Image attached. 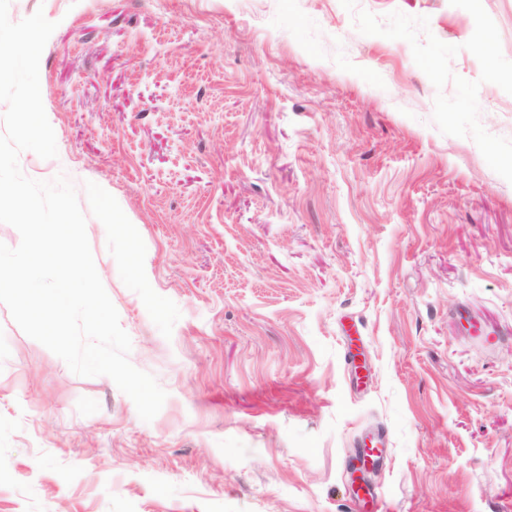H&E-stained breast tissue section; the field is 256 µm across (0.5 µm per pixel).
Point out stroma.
I'll list each match as a JSON object with an SVG mask.
<instances>
[{"mask_svg": "<svg viewBox=\"0 0 512 512\" xmlns=\"http://www.w3.org/2000/svg\"><path fill=\"white\" fill-rule=\"evenodd\" d=\"M39 10L58 155L19 167L75 187L167 398L143 421L0 303V512H365L373 440L382 512H512V0Z\"/></svg>", "mask_w": 512, "mask_h": 512, "instance_id": "35a3bbf8", "label": "stroma"}]
</instances>
